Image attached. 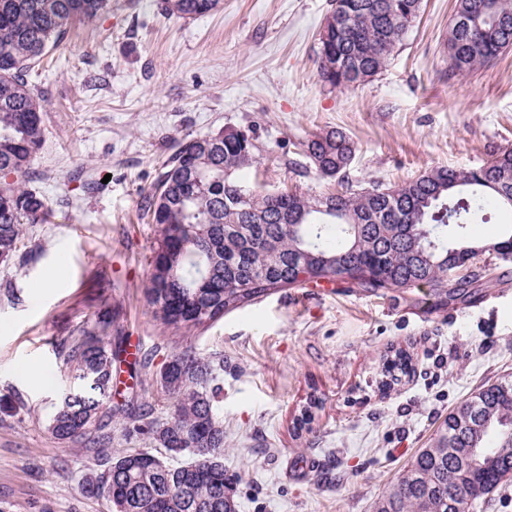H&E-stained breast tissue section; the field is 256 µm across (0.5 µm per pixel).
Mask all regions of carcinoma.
I'll use <instances>...</instances> for the list:
<instances>
[{
    "mask_svg": "<svg viewBox=\"0 0 512 512\" xmlns=\"http://www.w3.org/2000/svg\"><path fill=\"white\" fill-rule=\"evenodd\" d=\"M422 0H333L342 17L319 45L361 82L380 73L418 16ZM111 0H0V264L14 260L23 225L46 220L39 192L21 181L42 136V94L30 71L57 45L74 20L92 21ZM169 16L190 20L214 13L223 0H163ZM449 67L463 75L512 48V0H456L448 29ZM318 176L345 178L355 143L340 131L308 140ZM256 132L230 129L187 136L165 164L140 208L159 229L149 257L145 289L163 324L191 331L283 288L307 282L349 280L377 292L428 286L444 302L465 300L480 281L472 259L512 256V224L489 246L471 238V226L490 208L508 209L512 149L478 168H432L397 186L346 183L336 193H257L237 176L255 161ZM99 332L62 346L74 386L49 419L54 438L93 448L96 463L79 479L83 494L104 498L111 512H238L239 478L224 469V418L219 396L224 353L193 346L173 353L156 379L169 411L130 398L113 406L124 435L151 447L112 455V434L101 414L112 396V350L105 335L112 309L100 315ZM409 354L386 358L382 388L410 370ZM490 458L473 464L470 449ZM512 474V377L472 394L448 413L421 449L375 502L374 512H476L468 490L492 494Z\"/></svg>",
    "mask_w": 512,
    "mask_h": 512,
    "instance_id": "carcinoma-1",
    "label": "carcinoma"
}]
</instances>
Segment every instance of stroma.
I'll list each match as a JSON object with an SVG mask.
<instances>
[{
    "label": "stroma",
    "mask_w": 512,
    "mask_h": 512,
    "mask_svg": "<svg viewBox=\"0 0 512 512\" xmlns=\"http://www.w3.org/2000/svg\"><path fill=\"white\" fill-rule=\"evenodd\" d=\"M455 0H423L385 69L330 89L317 75L331 0H224L192 20L162 0H112L68 26L44 56V139L25 181L52 213L28 225L0 265V512H110L84 497L88 449L56 440L47 422L69 386L59 343L92 331L112 306L115 343H138L145 368L122 373L139 402L165 411L153 378L191 345L224 354V464L238 472L239 512H372L375 501L450 410L512 375V260L472 261L485 286L442 306L430 289L411 305L337 280L262 297L206 327L177 331L145 298L158 237L142 196L189 134L256 125L249 184L337 190L303 144L338 129L356 144L353 183L387 185L432 167L471 168L512 149V49L467 75L448 67ZM410 374L380 388L392 349ZM318 400L309 425L301 412ZM319 468L288 476L293 460Z\"/></svg>",
    "instance_id": "stroma-1"
}]
</instances>
